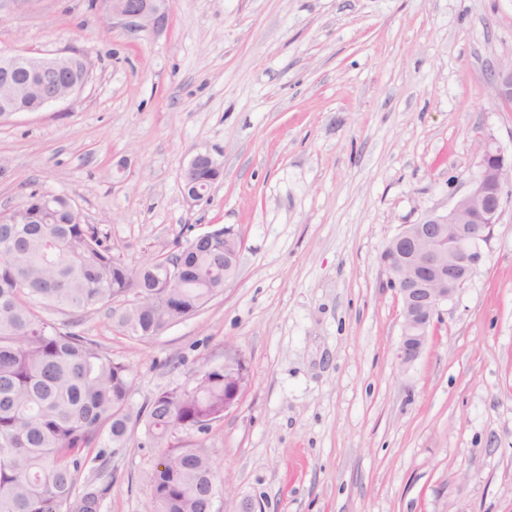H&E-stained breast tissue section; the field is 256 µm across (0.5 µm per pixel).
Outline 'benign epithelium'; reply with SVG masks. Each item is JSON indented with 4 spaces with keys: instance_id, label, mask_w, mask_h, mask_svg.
<instances>
[{
    "instance_id": "1",
    "label": "benign epithelium",
    "mask_w": 512,
    "mask_h": 512,
    "mask_svg": "<svg viewBox=\"0 0 512 512\" xmlns=\"http://www.w3.org/2000/svg\"><path fill=\"white\" fill-rule=\"evenodd\" d=\"M107 19L132 33H160L168 25L171 0H103ZM51 70L56 89L32 106L17 87L34 88ZM88 54L36 56L0 50V119L20 113L41 112L77 95L88 83ZM493 87L500 102L512 99V64L494 70ZM479 175L467 191L443 212H430L417 224L404 225L388 242L383 263L390 272L402 302L401 338L396 358L403 368L412 366L424 350L433 318L471 279L484 257V245L493 237L503 213V186L512 172L503 150L489 139L480 148ZM222 171L210 151H199L185 170V197L194 202L208 198L215 180L190 175ZM224 411H229L243 392V370L232 366V354L224 352Z\"/></svg>"
}]
</instances>
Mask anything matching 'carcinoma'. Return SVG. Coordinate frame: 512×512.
<instances>
[{"label": "carcinoma", "instance_id": "cac0c4a2", "mask_svg": "<svg viewBox=\"0 0 512 512\" xmlns=\"http://www.w3.org/2000/svg\"><path fill=\"white\" fill-rule=\"evenodd\" d=\"M27 224L0 212V512H101L112 487L106 453L79 484L87 450L102 436L112 447L128 434L133 379L87 336L43 318L52 306L76 315L119 302L143 285L144 301L112 311L127 336L148 338L199 312L224 288V236L171 251L173 269L154 259L131 264L99 224L74 222L72 200L30 191ZM164 448L175 431L205 434L224 417V374L190 390H163L139 413ZM150 512H209L216 471L197 439L146 474Z\"/></svg>", "mask_w": 512, "mask_h": 512}]
</instances>
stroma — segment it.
Masks as SVG:
<instances>
[{
	"label": "stroma",
	"instance_id": "35a3bbf8",
	"mask_svg": "<svg viewBox=\"0 0 512 512\" xmlns=\"http://www.w3.org/2000/svg\"><path fill=\"white\" fill-rule=\"evenodd\" d=\"M88 53L73 100L0 119V211L68 195L140 262L229 227L236 274L202 310L138 339L111 306L81 330L133 378L131 413L238 352L249 382L204 439L219 493L262 512H512V180L485 259L401 368V301L381 253L448 208L479 145L512 156V0H173L158 34L89 0L0 10V47ZM219 155L208 200L182 190ZM162 455L143 422L110 458L101 512H147ZM493 87L499 102L512 99V64H506L494 70ZM222 164L219 159L210 151H199L192 159L188 167L185 170V181L187 183L186 189L184 190L185 197L194 202H200L208 198V194L211 191L216 180L205 179L201 180L200 177L191 181L189 177L191 174L200 175L201 173L209 172L214 174L215 172L222 171Z\"/></svg>",
	"mask_w": 512,
	"mask_h": 512
}]
</instances>
